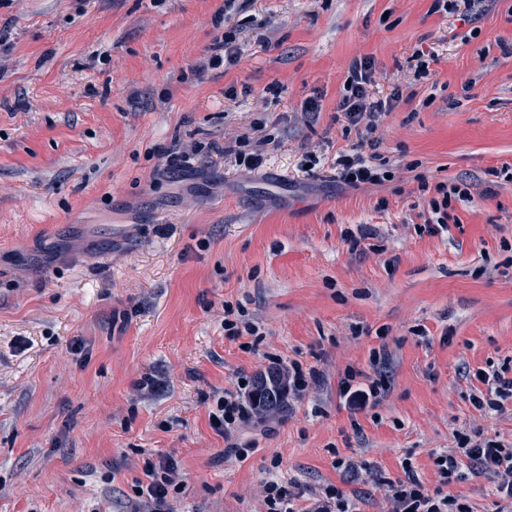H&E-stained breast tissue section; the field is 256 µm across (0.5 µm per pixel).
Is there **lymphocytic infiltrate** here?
<instances>
[{"instance_id":"1","label":"lymphocytic infiltrate","mask_w":512,"mask_h":512,"mask_svg":"<svg viewBox=\"0 0 512 512\" xmlns=\"http://www.w3.org/2000/svg\"><path fill=\"white\" fill-rule=\"evenodd\" d=\"M347 80L337 114L344 119L346 130L355 131L359 142L366 143L377 130L381 118L393 110L394 103L392 98L370 95L372 65L369 58L354 59ZM386 175L382 165L355 148L336 159V179L350 187L378 185L385 181ZM360 376V371L347 369L339 384L341 396L354 412L376 405L385 391L381 380L364 383ZM474 377L486 387L485 392L473 397L477 409L498 412L505 401L512 400V366L480 368ZM267 413V408L255 397L254 381L243 378L238 381L236 391L218 398L210 413V421L217 432L229 438L250 418H262ZM432 459L440 478L439 487L427 490L411 471L403 479L384 482L383 492L390 506L389 512H470L467 503L447 490L448 485L462 479V470L466 467L490 474L497 496L512 510L511 447L491 438L475 441L464 437L457 453H436ZM142 470L148 482L134 487V512H169L171 498L184 484L176 465L164 457H148L143 461ZM264 505L265 512H357L353 500L340 489L330 487L320 495L303 500L273 480L264 487Z\"/></svg>"}]
</instances>
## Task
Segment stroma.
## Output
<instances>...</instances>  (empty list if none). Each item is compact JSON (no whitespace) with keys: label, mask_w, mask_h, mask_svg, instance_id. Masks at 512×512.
Returning <instances> with one entry per match:
<instances>
[{"label":"stroma","mask_w":512,"mask_h":512,"mask_svg":"<svg viewBox=\"0 0 512 512\" xmlns=\"http://www.w3.org/2000/svg\"><path fill=\"white\" fill-rule=\"evenodd\" d=\"M432 4L0 0V512H131L148 456L184 478L170 512H263L270 480L386 512L405 464L432 490L459 434L512 442V402L484 414L464 374L512 364V0ZM223 11L241 57L198 70ZM363 56L401 97L375 133L394 178L353 188L334 116ZM240 136L260 170L190 154ZM423 182L469 186L434 235ZM228 303L259 340L225 334ZM381 348L351 413L340 380ZM270 353L319 381L225 439L211 410ZM451 490L497 512L488 474ZM363 377L369 383L359 382ZM340 395L347 407L354 413L376 405L382 397L385 386L380 379H373L360 370L347 369L339 384Z\"/></svg>","instance_id":"stroma-1"}]
</instances>
